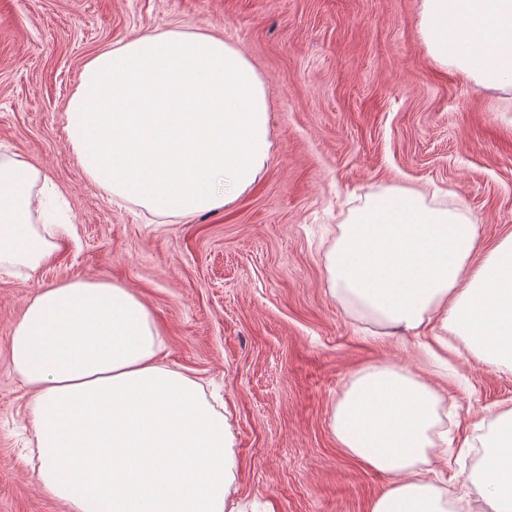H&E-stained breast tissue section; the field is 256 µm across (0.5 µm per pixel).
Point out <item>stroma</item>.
Masks as SVG:
<instances>
[{"label":"stroma","mask_w":512,"mask_h":512,"mask_svg":"<svg viewBox=\"0 0 512 512\" xmlns=\"http://www.w3.org/2000/svg\"><path fill=\"white\" fill-rule=\"evenodd\" d=\"M170 29L224 37L269 90V155L231 205L158 218L109 200L66 132L85 64L112 44ZM40 167L67 202L71 234L32 276L0 269V512H65L27 459L32 391L11 332L41 288L97 279L150 309L163 360L223 412L242 512H369L388 478L338 444L334 405L380 363L410 369L450 405L449 492L479 463L472 425L512 406V373L449 337L448 374L423 339L375 335L333 297L325 249L350 213L391 188L429 205L464 199L472 258L512 234V89L435 62L420 0H0V152Z\"/></svg>","instance_id":"1"}]
</instances>
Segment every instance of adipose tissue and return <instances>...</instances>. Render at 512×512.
<instances>
[{
	"label": "adipose tissue",
	"instance_id": "obj_1",
	"mask_svg": "<svg viewBox=\"0 0 512 512\" xmlns=\"http://www.w3.org/2000/svg\"><path fill=\"white\" fill-rule=\"evenodd\" d=\"M431 56L479 84L512 88V0H421ZM79 163L108 197L160 217L218 211L249 189L269 150L268 89L222 37L172 29L98 53L66 112ZM59 195L24 157L0 154V267L47 263L66 225ZM464 202L422 192L369 198L326 254L331 294L381 325L436 326L512 371V235L476 267ZM147 305L128 288L77 280L41 289L11 336L14 371L34 388L42 484L68 512H224L230 426L197 382L160 358ZM444 403L404 367L369 366L330 427L362 464L390 476L370 512H512V407L474 423L479 497H447Z\"/></svg>",
	"mask_w": 512,
	"mask_h": 512
}]
</instances>
